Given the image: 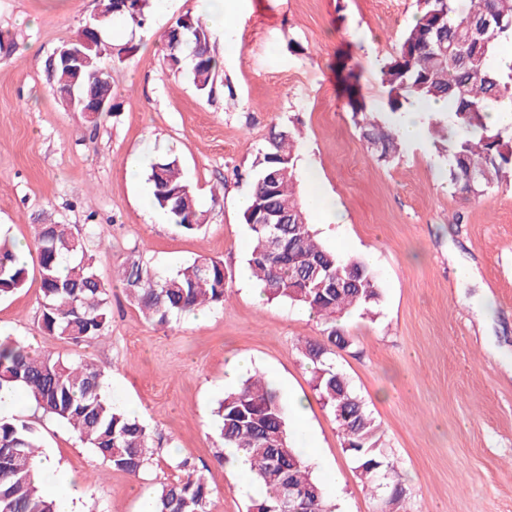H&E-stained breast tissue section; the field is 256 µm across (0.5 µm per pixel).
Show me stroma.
I'll use <instances>...</instances> for the list:
<instances>
[{"mask_svg":"<svg viewBox=\"0 0 512 512\" xmlns=\"http://www.w3.org/2000/svg\"><path fill=\"white\" fill-rule=\"evenodd\" d=\"M238 23L213 31L221 68L213 91L190 79L191 60L166 59L163 33L198 15V0H153L143 25L110 24L111 113L70 111L46 68L63 42L100 12V0H0V224L31 242L44 217L94 224L97 269L111 280L132 250L169 271L208 256L231 272L230 300L205 319L146 322L121 283L110 290L104 340L72 345L39 327L37 267L0 301V334L62 357L76 354L106 374L108 394L133 408L164 448L203 467L214 512H247L259 488L215 463L214 410L240 354L265 375L319 438L311 465L338 512H375L376 500L343 448L300 355L322 337L306 309L265 300L243 279L250 248L243 211L247 174L272 126L295 128L300 174L318 171L348 221L322 228L326 244L369 260L380 282L374 317L352 315L350 347L336 365L381 425L406 512H512V183L478 198L458 194L445 153L424 137L394 163L365 150L343 90L346 75L368 107L385 111L379 71L417 13L416 0H235ZM176 154L207 226L185 233L141 206L150 165ZM138 168L139 178L127 177ZM43 452L81 479L84 512H143L165 466L140 477L104 472L98 456L62 423L18 399Z\"/></svg>","mask_w":512,"mask_h":512,"instance_id":"obj_1","label":"stroma"}]
</instances>
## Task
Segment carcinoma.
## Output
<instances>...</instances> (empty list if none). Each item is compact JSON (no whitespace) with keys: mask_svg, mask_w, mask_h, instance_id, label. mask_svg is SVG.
I'll list each match as a JSON object with an SVG mask.
<instances>
[{"mask_svg":"<svg viewBox=\"0 0 512 512\" xmlns=\"http://www.w3.org/2000/svg\"><path fill=\"white\" fill-rule=\"evenodd\" d=\"M149 0H133L116 15L137 25L145 21ZM184 34L178 53L168 54L177 66L181 54L192 58L195 88L211 91L220 61L210 50L212 32L199 17L179 18ZM512 41V0H417L414 23L402 34L398 48L381 67L388 112L400 111L410 99H446L447 121L433 119L428 132L447 152L448 178L456 191L479 197L512 179V136L489 127L486 109L492 102L512 103V71L503 74L491 65L495 50ZM76 85L57 69L51 73L56 91L75 87L84 98L111 75L97 52ZM352 117L367 150L379 162L390 163L400 151L395 127L362 102L352 103ZM249 205L243 213L251 235L247 263L261 294L268 301L300 305L324 325L325 340L307 342L300 352L314 368V391L337 424L342 446L349 452L360 479L387 512H404L405 490L392 479L397 465L385 450L380 429L348 378L336 367V349L349 346L342 318L370 315L380 300V282L362 257L344 255L318 239L306 206L297 195V141L288 127L271 128L251 170ZM154 205L181 231L194 233L206 223L186 180L180 159L165 155L148 174ZM284 215L286 223L270 236L265 220ZM94 227L72 230L66 224L43 223L30 253L36 256L41 280L39 321L42 332L74 344L104 337L112 319L110 284L96 269L88 249ZM15 241L0 227V300L24 288L28 268L16 261ZM130 301L145 316L167 325L175 317L222 305L229 296L232 275L224 263L199 257L174 272L130 254L113 270ZM19 390L34 411L65 424L92 448L110 469L132 477L153 463L159 435L105 393V372L85 359L34 353L9 336H0V388ZM218 464L232 448L249 464L267 495L254 499L249 512H282V493L293 486L288 512H334L322 484L295 446L287 412L276 389L262 376L252 375L224 395L215 411ZM37 429L16 416H0V512H57L31 477L42 456ZM172 477L159 483L146 512H211V491L203 471L188 457L167 463Z\"/></svg>","mask_w":512,"mask_h":512,"instance_id":"obj_1","label":"carcinoma"}]
</instances>
